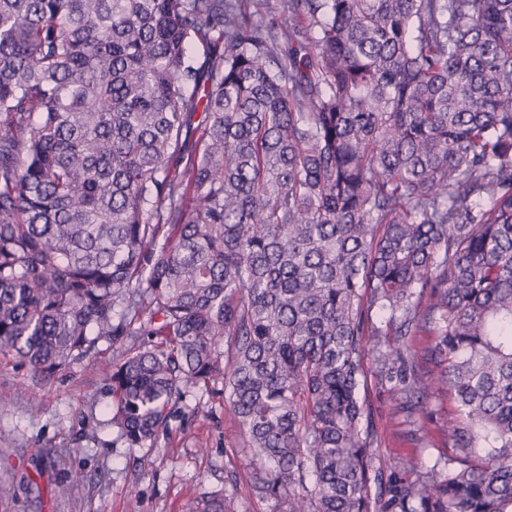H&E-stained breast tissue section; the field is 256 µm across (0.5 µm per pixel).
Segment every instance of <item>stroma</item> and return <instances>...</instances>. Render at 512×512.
<instances>
[{"label":"stroma","instance_id":"1","mask_svg":"<svg viewBox=\"0 0 512 512\" xmlns=\"http://www.w3.org/2000/svg\"><path fill=\"white\" fill-rule=\"evenodd\" d=\"M120 354L103 340L85 359L44 381L0 353V512H204L206 501L234 487L239 512H271L252 496L249 458L233 447L239 429L220 389H189L166 431L129 447L112 425L108 378ZM368 423L384 453L433 464L445 436L420 448L393 409L388 385L368 378ZM84 474L70 494L58 488L70 471Z\"/></svg>","mask_w":512,"mask_h":512}]
</instances>
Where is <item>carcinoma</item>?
Returning a JSON list of instances; mask_svg holds the SVG:
<instances>
[{
  "mask_svg": "<svg viewBox=\"0 0 512 512\" xmlns=\"http://www.w3.org/2000/svg\"><path fill=\"white\" fill-rule=\"evenodd\" d=\"M272 9L0 0V352L155 338L112 425L221 384L274 512H512V0ZM369 353L444 462L381 456Z\"/></svg>",
  "mask_w": 512,
  "mask_h": 512,
  "instance_id": "carcinoma-1",
  "label": "carcinoma"
}]
</instances>
